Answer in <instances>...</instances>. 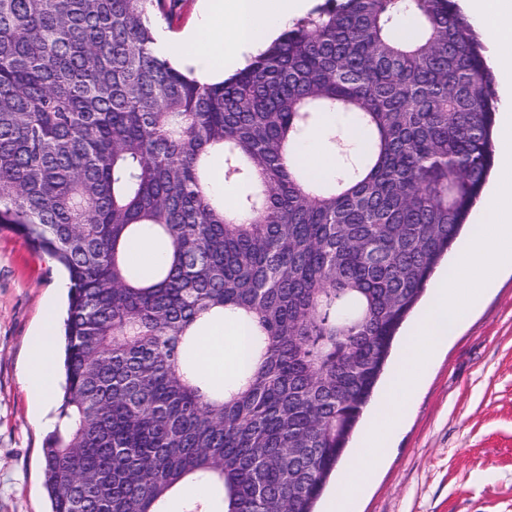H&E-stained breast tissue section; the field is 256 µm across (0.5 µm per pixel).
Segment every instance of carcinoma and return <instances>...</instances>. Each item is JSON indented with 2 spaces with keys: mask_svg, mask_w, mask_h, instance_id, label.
Instances as JSON below:
<instances>
[{
  "mask_svg": "<svg viewBox=\"0 0 512 512\" xmlns=\"http://www.w3.org/2000/svg\"><path fill=\"white\" fill-rule=\"evenodd\" d=\"M165 6L0 0V230L70 281L51 512H166L186 483L182 512H314L495 164L492 72L456 0H324L200 82L154 51ZM326 112L365 142L331 131L315 181L287 155ZM212 317L247 325L222 385ZM128 256L140 265H148L162 258V255L156 251L152 242L147 239H140L134 242L129 249Z\"/></svg>",
  "mask_w": 512,
  "mask_h": 512,
  "instance_id": "obj_1",
  "label": "carcinoma"
}]
</instances>
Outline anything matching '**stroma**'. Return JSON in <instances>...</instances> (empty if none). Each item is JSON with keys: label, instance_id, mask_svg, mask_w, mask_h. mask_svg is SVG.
Segmentation results:
<instances>
[{"label": "stroma", "instance_id": "35a3bbf8", "mask_svg": "<svg viewBox=\"0 0 512 512\" xmlns=\"http://www.w3.org/2000/svg\"><path fill=\"white\" fill-rule=\"evenodd\" d=\"M62 274L25 238L0 232V512H49V428L21 382ZM355 512H512V270L432 362Z\"/></svg>", "mask_w": 512, "mask_h": 512}]
</instances>
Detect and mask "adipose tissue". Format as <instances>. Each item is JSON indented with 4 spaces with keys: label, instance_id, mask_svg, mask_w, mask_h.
Returning <instances> with one entry per match:
<instances>
[{
    "label": "adipose tissue",
    "instance_id": "1",
    "mask_svg": "<svg viewBox=\"0 0 512 512\" xmlns=\"http://www.w3.org/2000/svg\"><path fill=\"white\" fill-rule=\"evenodd\" d=\"M203 7L193 31L178 40L158 35L157 53L191 66L201 75L217 77L233 73L247 63V57L268 45L275 34L293 19L304 15L309 0H201ZM290 163L304 167L312 176L334 175L336 161L320 131L293 148ZM246 330L238 321L215 323L206 331L200 354L202 373L211 377L225 367H237L243 359ZM54 326L45 317L30 351V366L23 383L40 404H49L59 386L54 370Z\"/></svg>",
    "mask_w": 512,
    "mask_h": 512
}]
</instances>
